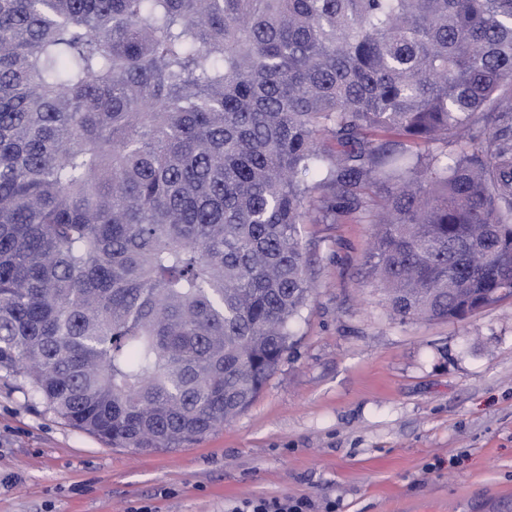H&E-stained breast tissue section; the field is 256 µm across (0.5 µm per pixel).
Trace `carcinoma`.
Here are the masks:
<instances>
[{"mask_svg": "<svg viewBox=\"0 0 512 512\" xmlns=\"http://www.w3.org/2000/svg\"><path fill=\"white\" fill-rule=\"evenodd\" d=\"M364 213L393 315L512 296V0H0V371L73 427H224Z\"/></svg>", "mask_w": 512, "mask_h": 512, "instance_id": "1", "label": "carcinoma"}]
</instances>
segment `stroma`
<instances>
[{
    "mask_svg": "<svg viewBox=\"0 0 512 512\" xmlns=\"http://www.w3.org/2000/svg\"><path fill=\"white\" fill-rule=\"evenodd\" d=\"M373 224H304L312 298L264 389L182 447L115 448L0 372V512H512V297L466 321L391 317ZM322 509V510H319ZM225 512H335L336 503L326 501L317 504L312 499L284 497H261L246 499L225 507Z\"/></svg>",
    "mask_w": 512,
    "mask_h": 512,
    "instance_id": "stroma-1",
    "label": "stroma"
}]
</instances>
